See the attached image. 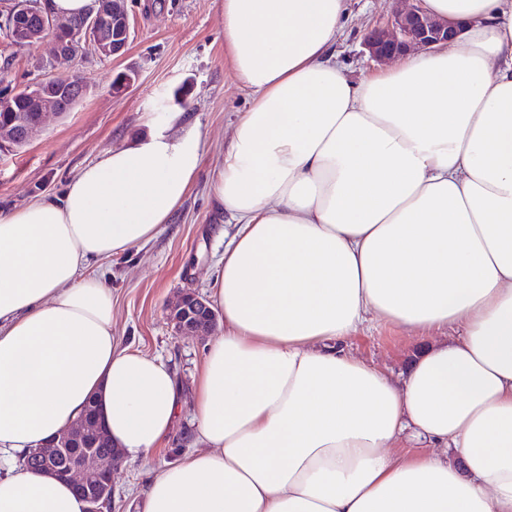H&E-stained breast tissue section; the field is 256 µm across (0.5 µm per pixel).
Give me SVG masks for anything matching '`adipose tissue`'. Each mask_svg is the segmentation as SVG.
Returning <instances> with one entry per match:
<instances>
[{"label":"adipose tissue","instance_id":"adipose-tissue-1","mask_svg":"<svg viewBox=\"0 0 512 512\" xmlns=\"http://www.w3.org/2000/svg\"><path fill=\"white\" fill-rule=\"evenodd\" d=\"M422 7L454 40L355 81L336 61L346 0H224L251 98L210 174L235 231L191 399L114 336L90 267L168 224L198 126L0 211V512H86L19 460L91 399L133 460L192 404L195 448L147 479L141 512H512V0ZM375 321L421 339L400 378L348 348Z\"/></svg>","mask_w":512,"mask_h":512}]
</instances>
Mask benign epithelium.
Listing matches in <instances>:
<instances>
[{"label": "benign epithelium", "instance_id": "7a95c632", "mask_svg": "<svg viewBox=\"0 0 512 512\" xmlns=\"http://www.w3.org/2000/svg\"><path fill=\"white\" fill-rule=\"evenodd\" d=\"M98 8L82 21L83 29L95 33L94 50L102 57L124 53L130 39L129 20L106 27L107 0H97ZM8 39L18 45L51 39L58 55L71 52L73 43L69 32L74 25L67 19L55 16L46 0H11L6 9ZM457 27L446 19L425 13L417 0H394L391 17L383 26L373 27L365 36L363 45L370 58L377 62L394 59L407 51L431 49L455 37ZM88 86L52 73L32 86L24 88V96L31 105V115L17 122L10 131L3 133L6 142L0 148L8 150L15 144L27 145L41 131L48 115L61 117L69 112L87 94ZM169 318L178 335L196 336L200 339L208 332L200 328V319H216L209 302L198 292L178 295L169 309ZM109 448L103 457L97 447ZM81 448L83 453L71 458L69 450ZM120 454L112 447L111 440L100 418L95 401L88 402V409L68 428L42 447L40 463L43 471L62 477L89 504L88 512H102V505L111 497L112 472Z\"/></svg>", "mask_w": 512, "mask_h": 512}]
</instances>
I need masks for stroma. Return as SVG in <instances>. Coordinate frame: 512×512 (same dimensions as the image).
<instances>
[{"mask_svg": "<svg viewBox=\"0 0 512 512\" xmlns=\"http://www.w3.org/2000/svg\"><path fill=\"white\" fill-rule=\"evenodd\" d=\"M393 0H347L348 17L336 51L352 77L381 71L362 46L363 35L385 22ZM130 40L124 54L103 58L90 45L73 54L69 69L88 84V94L71 112L48 117L41 132L20 152L0 156V210L22 207L60 194L82 168L106 150L169 124L183 112L198 125L204 142L201 172L165 230L138 250L106 262L112 282L113 332L122 344L161 357L184 386H191L204 353V340L179 336L169 306L183 291L209 295L222 271L224 221L209 184L210 170L230 138L248 91L224 58L223 0H128ZM55 47L44 41L17 46L0 31V77L14 89L36 83L53 71ZM134 81L114 91L117 74ZM417 337L391 323H371L354 335L356 355L392 376H400ZM192 411L183 406L166 447L148 459L126 460L114 471L111 512H138L136 499L148 474L176 462L178 435L191 432Z\"/></svg>", "mask_w": 512, "mask_h": 512, "instance_id": "35a3bbf8", "label": "stroma"}]
</instances>
